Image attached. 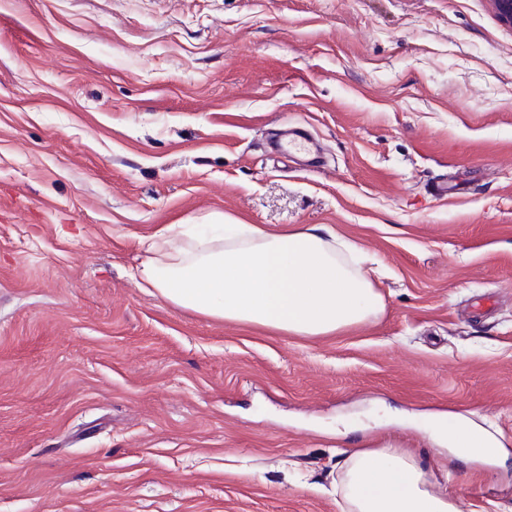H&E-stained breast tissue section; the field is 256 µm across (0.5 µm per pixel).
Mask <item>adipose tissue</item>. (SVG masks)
<instances>
[{
    "mask_svg": "<svg viewBox=\"0 0 512 512\" xmlns=\"http://www.w3.org/2000/svg\"><path fill=\"white\" fill-rule=\"evenodd\" d=\"M187 234L185 225L169 224L150 238L139 287L207 317L295 336L343 332L384 311L368 271L351 262L354 245L329 227L228 224L195 242ZM431 435L462 459L501 452L496 435L470 421L438 419ZM336 490L347 512H458L412 455L391 446L347 456Z\"/></svg>",
    "mask_w": 512,
    "mask_h": 512,
    "instance_id": "adipose-tissue-1",
    "label": "adipose tissue"
}]
</instances>
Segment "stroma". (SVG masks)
<instances>
[{
    "mask_svg": "<svg viewBox=\"0 0 512 512\" xmlns=\"http://www.w3.org/2000/svg\"><path fill=\"white\" fill-rule=\"evenodd\" d=\"M291 127L314 160L274 151ZM222 218L334 227L384 313L291 336L137 286L160 228ZM448 413L504 458L433 444ZM376 436L459 512H512L491 0H0V512H345Z\"/></svg>",
    "mask_w": 512,
    "mask_h": 512,
    "instance_id": "obj_1",
    "label": "stroma"
}]
</instances>
